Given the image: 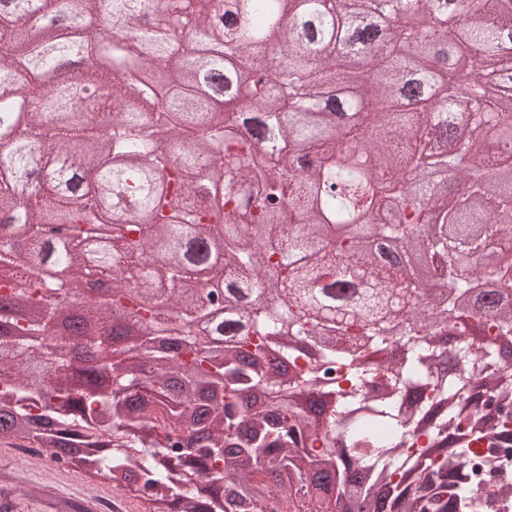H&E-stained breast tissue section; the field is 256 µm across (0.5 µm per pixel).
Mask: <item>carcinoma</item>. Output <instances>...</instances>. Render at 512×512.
Wrapping results in <instances>:
<instances>
[{
  "mask_svg": "<svg viewBox=\"0 0 512 512\" xmlns=\"http://www.w3.org/2000/svg\"><path fill=\"white\" fill-rule=\"evenodd\" d=\"M293 2L0 0V309L18 335L0 349L24 346L0 375V445L39 448L138 512H348L353 496L361 512H512L493 454L512 410L464 393L478 379L512 399V374L487 372L512 340V157L479 159L484 122L512 131V0H300L288 16ZM32 13L36 52L16 34ZM352 46L377 74L356 124L350 101L310 96ZM76 47L112 68L73 69ZM463 51L466 95L449 74ZM23 55L63 92L20 77ZM495 66L509 103L483 96ZM143 69L162 75L145 96ZM240 71L257 76L247 100L229 90ZM102 118L112 134L85 136ZM83 167L97 182L77 197ZM53 215L71 230L67 291L101 335L96 365L33 389L41 352L71 344H43L57 307L32 275ZM98 224L112 236L92 246ZM160 245L165 261L142 265ZM124 264L143 266L140 288ZM91 275L111 300L84 292ZM474 321L485 340L461 346L457 373L437 338Z\"/></svg>",
  "mask_w": 512,
  "mask_h": 512,
  "instance_id": "carcinoma-1",
  "label": "carcinoma"
}]
</instances>
